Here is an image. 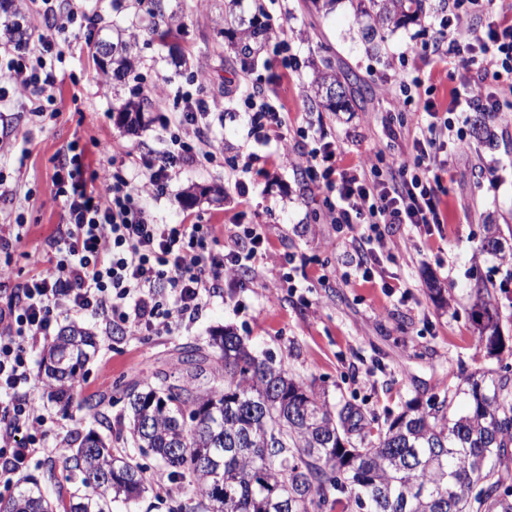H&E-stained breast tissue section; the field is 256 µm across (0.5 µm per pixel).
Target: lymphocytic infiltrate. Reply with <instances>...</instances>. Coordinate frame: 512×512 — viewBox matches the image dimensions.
I'll return each instance as SVG.
<instances>
[{
    "instance_id": "obj_1",
    "label": "lymphocytic infiltrate",
    "mask_w": 512,
    "mask_h": 512,
    "mask_svg": "<svg viewBox=\"0 0 512 512\" xmlns=\"http://www.w3.org/2000/svg\"><path fill=\"white\" fill-rule=\"evenodd\" d=\"M56 2L41 0L45 29L38 37L39 62L20 54L7 65L9 85L35 117L45 111L50 85L40 76L43 58L63 56L66 34L77 20L76 12H61ZM456 4L455 24L440 30L435 59L456 60L467 73L483 68L494 90L471 80L455 88L448 111L427 103L417 116L420 135L410 152L381 166L369 158L354 169H337L338 150L331 145L283 150V160L324 192L331 223L372 231L381 224H408L427 234L444 223L442 173L453 154L469 145L464 131L455 128L454 114L497 112L502 98L512 95V0H504L496 18L465 44L459 36L467 13L484 0ZM179 100L176 130L159 153L143 158L141 182L119 169H89L84 154L74 149L57 162L54 178L66 233L53 240V256L44 268L11 289L0 305V480L11 481L35 455L49 451L41 438L45 418L29 398L28 353L48 342L61 316L91 315L106 328L121 326L134 335L168 333L202 312L220 281L236 279L265 251V237L253 224L243 230L248 248L221 254L213 225L157 221L152 203L182 168L217 158L204 125L209 101L189 91Z\"/></svg>"
}]
</instances>
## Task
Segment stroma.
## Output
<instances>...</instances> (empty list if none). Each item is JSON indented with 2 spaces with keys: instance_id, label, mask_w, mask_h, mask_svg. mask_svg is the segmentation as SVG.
<instances>
[{
  "instance_id": "obj_1",
  "label": "stroma",
  "mask_w": 512,
  "mask_h": 512,
  "mask_svg": "<svg viewBox=\"0 0 512 512\" xmlns=\"http://www.w3.org/2000/svg\"><path fill=\"white\" fill-rule=\"evenodd\" d=\"M430 3L420 21L387 32L384 48L376 50L363 40L350 0H336L327 11L312 0H243L248 16L263 5L270 20L282 24L290 46L285 52L269 42L246 65L222 34L224 0H209L203 9L195 0H77L81 17L52 67L54 100L43 117L28 115L15 94L0 102V127L13 141L12 150L0 155V182L11 190L0 198V226H26L25 243L10 266L12 284L33 274L34 258L45 257L66 223L54 183L59 156L75 144L93 159L111 152L127 171H137V152L162 150L174 129L178 92L193 89L218 102L205 123L224 162L185 167L154 201L157 219L214 225L221 254L233 246L238 225L257 224L273 257H256L257 279L241 287L220 284L202 313L170 334L109 332L100 320L84 317L98 350L74 392H106L112 404L99 417L61 408L36 387L32 397L46 418L47 445L92 430L113 447H126L128 411L114 395L117 385L149 374L176 345L206 344L222 327L325 391L330 403L348 400L380 417L410 403L426 405L431 395L457 387L462 374L512 368V262L479 249L489 224L512 244V111L494 121V144L476 141L453 155L443 182L450 222L423 240L409 261L386 264V281L402 287L393 294L359 284L350 229L329 223L322 191L281 163L276 137L251 132L245 101L255 93L279 105L290 143L339 145L344 165L377 149L407 153L412 128L396 137L384 128L393 100L403 95V75L415 69L427 81L413 94L414 110L428 101L445 110L449 89L461 81L452 65L430 66L439 23L448 14L439 0ZM162 12L184 23L177 48L162 45L152 32ZM116 26L136 29L139 42L132 70L111 80L104 95L97 43ZM326 58L371 86L372 94L353 99L346 112L319 109L308 87ZM136 91L146 99L144 120L130 133L117 109ZM209 186L223 188L224 197L202 196L185 205L188 190ZM433 283L441 296L429 293ZM480 285L495 290L505 343L496 356L488 354L471 318Z\"/></svg>"
}]
</instances>
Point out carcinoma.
Masks as SVG:
<instances>
[{"label": "carcinoma", "instance_id": "1", "mask_svg": "<svg viewBox=\"0 0 512 512\" xmlns=\"http://www.w3.org/2000/svg\"><path fill=\"white\" fill-rule=\"evenodd\" d=\"M354 2L364 36L382 39L390 26L414 20L427 0ZM3 32L19 47L30 37L18 22ZM270 35L260 5L224 32L244 58ZM103 45L113 52L104 73L124 77L133 63L125 33L101 38ZM347 81L323 64L311 82L315 100L328 112L348 108ZM143 106L135 93L118 109L127 130L139 126ZM491 122L489 113H477V140L491 137ZM481 248L512 259L493 227ZM472 316L489 355H498L503 336L490 289H478ZM95 349L83 325L60 331L42 357L50 397L71 403ZM171 360L178 372L157 367L121 388L132 451L113 450L94 431L76 436L59 460L69 499L55 500L38 480L23 478L0 498V512H131L152 489L141 462L150 456L167 473L173 512H512V373L475 371L465 387L432 397L426 409L408 405L381 419L351 402L329 403L229 329L213 332L204 347H175ZM111 400L93 394L81 406L99 415Z\"/></svg>", "mask_w": 512, "mask_h": 512}]
</instances>
